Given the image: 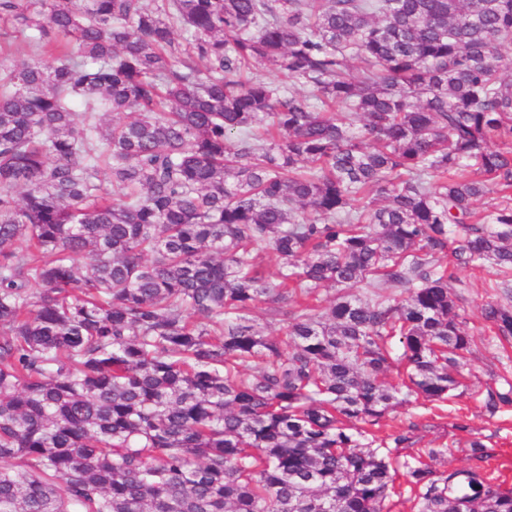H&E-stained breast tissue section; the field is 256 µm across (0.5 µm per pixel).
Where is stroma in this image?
<instances>
[{"instance_id": "obj_1", "label": "stroma", "mask_w": 512, "mask_h": 512, "mask_svg": "<svg viewBox=\"0 0 512 512\" xmlns=\"http://www.w3.org/2000/svg\"><path fill=\"white\" fill-rule=\"evenodd\" d=\"M457 274L468 284L460 313L470 339L461 393L439 408L412 399L392 412L387 423L399 429L416 424V445L396 449L395 454L409 460L427 449H438L430 464L439 472L472 466L469 444L481 440L492 451L485 470L512 489V405L493 414L484 407L487 389L512 390V338L495 335L481 318L482 307L497 297L490 287L497 274L487 267L461 268Z\"/></svg>"}]
</instances>
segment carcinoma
Wrapping results in <instances>:
<instances>
[{
	"label": "carcinoma",
	"mask_w": 512,
	"mask_h": 512,
	"mask_svg": "<svg viewBox=\"0 0 512 512\" xmlns=\"http://www.w3.org/2000/svg\"><path fill=\"white\" fill-rule=\"evenodd\" d=\"M0 22L29 52L0 62V512H384L401 469L419 512H512L382 429L460 386L454 268L512 288V0H0ZM481 316L512 336L511 302Z\"/></svg>",
	"instance_id": "1"
}]
</instances>
